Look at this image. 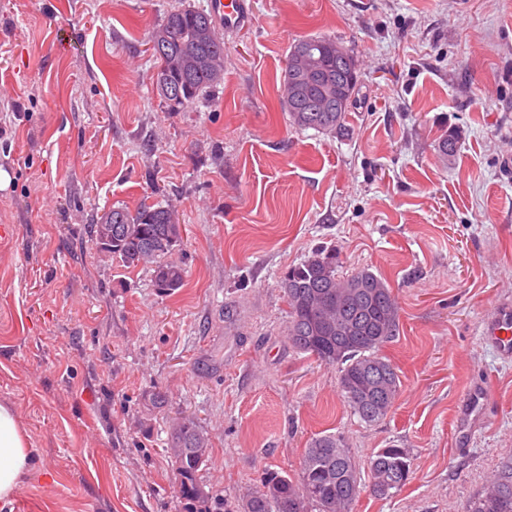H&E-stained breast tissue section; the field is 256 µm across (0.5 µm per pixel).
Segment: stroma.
<instances>
[{"instance_id": "1", "label": "stroma", "mask_w": 512, "mask_h": 512, "mask_svg": "<svg viewBox=\"0 0 512 512\" xmlns=\"http://www.w3.org/2000/svg\"><path fill=\"white\" fill-rule=\"evenodd\" d=\"M249 2L248 29L218 30L221 83L173 111L148 36L209 0H0V403L32 456L0 512H186L183 417L211 443L198 512H242L329 433L362 465L392 444L412 458L401 490L362 488L352 512H464L512 455V362L480 338L512 300V0ZM315 36L355 58L344 137L280 104L291 46ZM143 203L181 226L170 294L92 237L96 215ZM320 248L398 304L401 392L371 426L288 340L281 281ZM477 382L489 408L466 432ZM158 391L164 411L143 409Z\"/></svg>"}]
</instances>
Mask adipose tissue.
Wrapping results in <instances>:
<instances>
[{
	"label": "adipose tissue",
	"instance_id": "ef3b65f1",
	"mask_svg": "<svg viewBox=\"0 0 512 512\" xmlns=\"http://www.w3.org/2000/svg\"><path fill=\"white\" fill-rule=\"evenodd\" d=\"M30 466V452L13 409L0 404V501L12 498Z\"/></svg>",
	"mask_w": 512,
	"mask_h": 512
}]
</instances>
